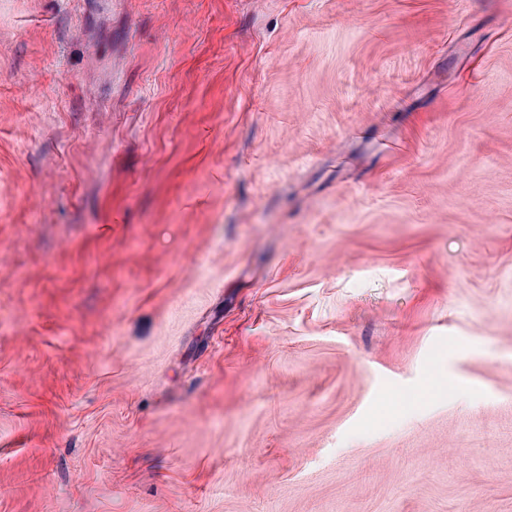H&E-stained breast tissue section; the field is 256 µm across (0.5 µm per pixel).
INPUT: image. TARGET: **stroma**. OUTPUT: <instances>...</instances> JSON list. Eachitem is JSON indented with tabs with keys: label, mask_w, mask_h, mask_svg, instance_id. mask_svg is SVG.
Listing matches in <instances>:
<instances>
[{
	"label": "stroma",
	"mask_w": 512,
	"mask_h": 512,
	"mask_svg": "<svg viewBox=\"0 0 512 512\" xmlns=\"http://www.w3.org/2000/svg\"><path fill=\"white\" fill-rule=\"evenodd\" d=\"M0 512H512V0H0Z\"/></svg>",
	"instance_id": "obj_1"
}]
</instances>
